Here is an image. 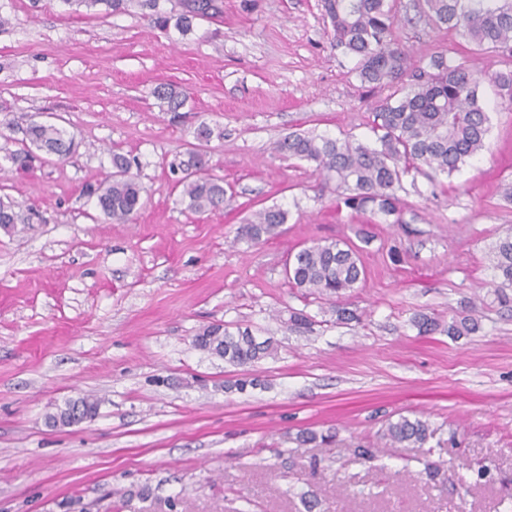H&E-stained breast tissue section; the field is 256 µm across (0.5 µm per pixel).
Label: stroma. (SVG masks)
Returning a JSON list of instances; mask_svg holds the SVG:
<instances>
[{
    "mask_svg": "<svg viewBox=\"0 0 512 512\" xmlns=\"http://www.w3.org/2000/svg\"><path fill=\"white\" fill-rule=\"evenodd\" d=\"M216 3L185 35L174 23L183 0H159L164 30L137 9L0 0L12 21L0 33V199L19 214L0 230V512H301L307 491L321 512H512V303L487 286L489 247L512 226V112L483 85L487 151L442 186L418 178L401 195L405 224L374 223L337 208L312 164L275 150L292 132L374 138L369 115L387 91L361 83L323 0ZM395 11L394 36L414 59L465 57L464 38L418 0H395ZM162 83L186 94L179 115L155 97ZM33 121L66 130L76 153L15 171L7 156ZM203 123L233 200L191 213L170 164ZM116 152L138 160L143 187L126 224L86 191ZM272 205L289 212L282 234L237 241L243 220ZM362 232L366 278L352 296L362 321L340 324L291 287L285 261ZM470 300L474 333L422 336L411 324L421 312L448 323ZM293 309L311 330L289 329ZM217 323L272 339L276 356L240 369L196 348ZM242 377L258 387L226 390ZM80 395L100 399L94 419L47 426L54 405ZM402 416L429 423L424 447L380 440ZM306 428L336 437L303 445ZM428 460L444 482L426 481ZM482 464L499 482L463 494Z\"/></svg>",
    "mask_w": 512,
    "mask_h": 512,
    "instance_id": "stroma-1",
    "label": "stroma"
}]
</instances>
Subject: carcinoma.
<instances>
[{
    "instance_id": "carcinoma-1",
    "label": "carcinoma",
    "mask_w": 512,
    "mask_h": 512,
    "mask_svg": "<svg viewBox=\"0 0 512 512\" xmlns=\"http://www.w3.org/2000/svg\"><path fill=\"white\" fill-rule=\"evenodd\" d=\"M80 9L102 7L108 13L124 12L136 3L150 10L147 17L164 26L169 18L158 11V0H65ZM427 18L440 28L464 36L469 53L501 54L512 58V0H423ZM185 12L177 19L182 33L192 31L193 19L217 11L215 0H186ZM336 47L357 58L356 73L361 82L386 88L389 94L372 108L371 129L376 140L364 142L352 136L343 139L290 133L280 139L276 151L285 157L306 161L336 184L338 203L359 213H371L381 223L404 224V209L398 192L406 177L416 181L422 175L435 182L440 175H452L487 146L490 115L480 100L479 88L489 81L501 109L512 112V69L482 74L469 60L450 61L437 55L426 66L412 63L409 52L395 43V22L390 0H324ZM411 83L404 82L405 77ZM157 98L176 112L184 104L183 93L168 85L155 88ZM29 145L11 154L19 171H26L38 153L64 159L77 148L75 140L54 124L33 123L26 130ZM179 171L181 203L195 212L219 210L227 202L224 179L208 173L206 154L188 153V159L171 163ZM131 160L112 154V172L91 191L100 212L117 223L133 220L142 206V187L131 173ZM18 213L11 202L0 200V225L9 230L17 224ZM287 210L273 205L263 208L240 225L237 240L259 245L278 235L287 223ZM286 277L292 287L329 302L336 321L348 324L360 320L359 310L349 302L350 293L365 278L360 249L347 241L322 240L304 246L289 256ZM489 259L493 275L488 282L496 298L505 301L512 289V228L492 244ZM475 306L448 324L450 336L472 333L479 328ZM418 332L431 334L439 321L424 313L412 317ZM194 345L224 359L234 367L252 365L274 355L270 340L257 341L247 330L227 325H209L193 339ZM431 432L427 422L407 416L387 423L382 439L389 445L407 443L422 448Z\"/></svg>"
}]
</instances>
